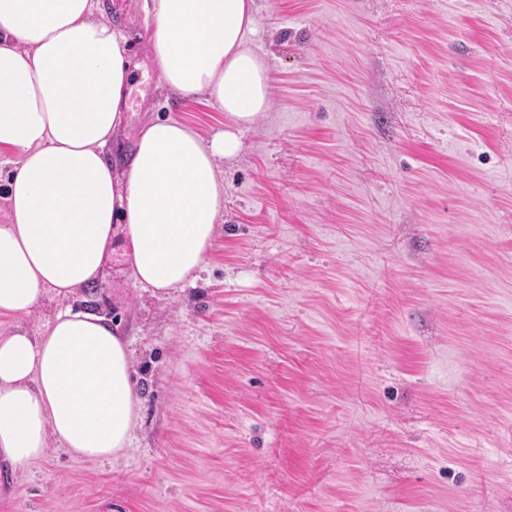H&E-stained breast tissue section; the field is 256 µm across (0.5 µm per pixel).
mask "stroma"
Here are the masks:
<instances>
[{"mask_svg":"<svg viewBox=\"0 0 512 512\" xmlns=\"http://www.w3.org/2000/svg\"><path fill=\"white\" fill-rule=\"evenodd\" d=\"M270 109L220 160L195 284L92 302L143 399L132 446L0 470V512H512V0H256ZM147 117L224 116L162 82L142 0L112 17Z\"/></svg>","mask_w":512,"mask_h":512,"instance_id":"1","label":"stroma"}]
</instances>
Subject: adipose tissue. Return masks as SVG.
I'll return each instance as SVG.
<instances>
[{
	"mask_svg": "<svg viewBox=\"0 0 512 512\" xmlns=\"http://www.w3.org/2000/svg\"><path fill=\"white\" fill-rule=\"evenodd\" d=\"M94 0H0V462L22 470L49 442L98 461L130 448L142 399L127 340L104 317L22 320L48 292L101 273L116 233L135 281L165 292L195 280L224 216L218 162L270 105L269 70L247 46L255 0H152L150 45L166 87L204 98L224 128L203 138L154 117L122 172L106 154L124 114L125 37Z\"/></svg>",
	"mask_w": 512,
	"mask_h": 512,
	"instance_id": "adipose-tissue-1",
	"label": "adipose tissue"
}]
</instances>
